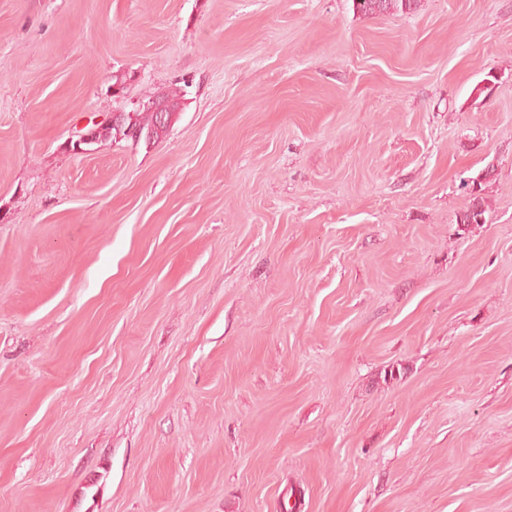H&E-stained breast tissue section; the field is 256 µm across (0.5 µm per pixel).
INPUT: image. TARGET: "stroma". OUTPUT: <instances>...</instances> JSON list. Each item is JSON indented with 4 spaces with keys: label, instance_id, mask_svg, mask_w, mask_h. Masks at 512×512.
<instances>
[{
    "label": "stroma",
    "instance_id": "35a3bbf8",
    "mask_svg": "<svg viewBox=\"0 0 512 512\" xmlns=\"http://www.w3.org/2000/svg\"><path fill=\"white\" fill-rule=\"evenodd\" d=\"M285 504L512 512V0H0V512ZM354 9L363 15L415 12L420 0H352ZM154 95H161L174 109L182 112L183 110V102L182 96L180 92L177 90H168V91H157L153 92L149 95H146L144 98H149ZM160 97H154L149 100L138 99L134 104V109L137 110H146L149 112H126L124 110H117L112 112V114L102 123H94L98 125L96 128H91L84 133L79 135V138L72 142L70 141V147L73 151L77 152H86L90 149L89 146L98 143L100 141V134L109 127L119 128V125L122 122L123 113L125 112L128 117L124 120V124L121 127V133L123 138L120 141L131 142L133 144V137L128 135L126 129L128 130H137L140 129L142 134L144 135L149 130H154L156 128V123L158 122L159 116V127L162 129L163 127L170 126L173 123V117L169 116L166 119V112H171L167 103ZM157 112V113H155ZM180 112H172L174 115H177L175 122L179 118ZM131 114V115H130ZM173 123V125L175 124ZM172 125V126H173ZM171 126V128H172ZM170 128V129H171ZM169 129V130H170ZM166 128L163 130V138H165L169 132ZM475 185H477V181H472V185L466 184V187H469V195H470V203L469 206L459 217V223L461 224H481L484 223L485 218L484 214L486 212L484 200L480 196L479 190L474 192Z\"/></svg>",
    "mask_w": 512,
    "mask_h": 512
}]
</instances>
